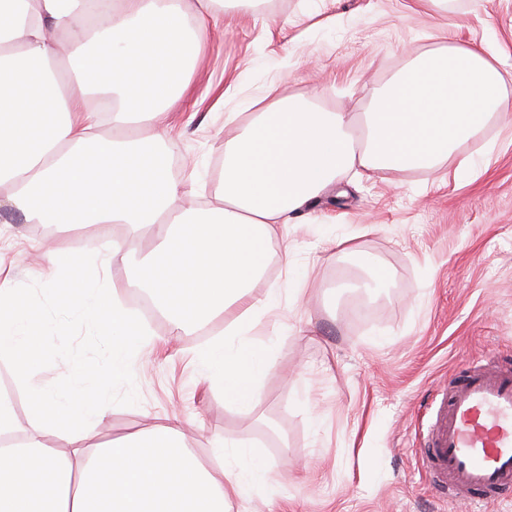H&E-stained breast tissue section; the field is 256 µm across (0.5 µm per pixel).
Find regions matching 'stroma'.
<instances>
[{"instance_id":"obj_1","label":"stroma","mask_w":512,"mask_h":512,"mask_svg":"<svg viewBox=\"0 0 512 512\" xmlns=\"http://www.w3.org/2000/svg\"><path fill=\"white\" fill-rule=\"evenodd\" d=\"M457 24L417 0H218L201 48L182 72L186 92L168 107L166 162L196 202L218 205L224 140L253 111L242 100L279 96L323 112L360 114L419 53L490 42L512 72V0H456ZM237 95L223 98L228 84ZM236 124H226L228 113ZM473 169L411 170L389 179L345 174L313 199L308 224H282L269 248L264 297L278 304L256 329L276 365L257 408L224 403L193 362L227 325L173 335L147 320L156 347L109 389L112 410L98 441L120 440L181 417L180 442L200 457L220 437L267 461L280 494L234 501L230 512H462L421 467L420 419L432 394L473 357L512 364V111L465 143ZM113 236L108 224L59 231L19 218L0 222V274L21 281L53 322L75 303L49 293L44 255L55 239L78 250ZM348 240L347 248L331 239ZM371 257L373 267L362 263ZM384 285L369 287L375 269ZM363 302L354 317V302ZM59 363L86 367V390L105 357L95 333L73 329Z\"/></svg>"}]
</instances>
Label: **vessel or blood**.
Wrapping results in <instances>:
<instances>
[{
	"label": "vessel or blood",
	"instance_id": "vessel-or-blood-1",
	"mask_svg": "<svg viewBox=\"0 0 512 512\" xmlns=\"http://www.w3.org/2000/svg\"><path fill=\"white\" fill-rule=\"evenodd\" d=\"M430 405L426 473L465 512H483L488 496L512 488V368L472 360Z\"/></svg>",
	"mask_w": 512,
	"mask_h": 512
}]
</instances>
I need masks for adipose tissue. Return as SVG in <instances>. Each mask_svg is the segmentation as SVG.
I'll return each instance as SVG.
<instances>
[{
  "mask_svg": "<svg viewBox=\"0 0 512 512\" xmlns=\"http://www.w3.org/2000/svg\"><path fill=\"white\" fill-rule=\"evenodd\" d=\"M179 0H0V208L25 221L64 229L124 224L151 227L152 267L180 238L191 245L179 272L132 283L147 291L180 334L233 312L225 338L196 353L201 374L221 386L230 406L253 411L273 347L254 330L277 304L274 292L251 299L265 271L273 227L301 217L311 200L347 170L373 179L453 162L491 118L512 105L491 49L456 43L414 59L362 116L320 112L284 98L272 102L224 142L221 207H197L169 175L155 138L98 132L87 94H111L112 124L146 111L163 124L162 108L145 110L144 93L183 92L181 71L200 50L183 23ZM361 125L363 142L350 130ZM79 259L85 270L74 321L52 328L29 306L27 289L0 281V363L35 404L33 430L15 437L12 402L0 391V512H228L230 500L273 492L270 469L248 448L225 450L214 440L210 463L179 444V418L144 428L120 442L91 446L112 400L107 387L151 349L152 334L108 285L111 263L125 260L118 242L94 253L59 247L54 268ZM106 336L108 357L94 396L57 392L37 382L53 365V339L72 326ZM71 424L64 444L43 443L41 431Z\"/></svg>",
  "mask_w": 512,
  "mask_h": 512,
  "instance_id": "ef3b65f1",
  "label": "adipose tissue"
}]
</instances>
